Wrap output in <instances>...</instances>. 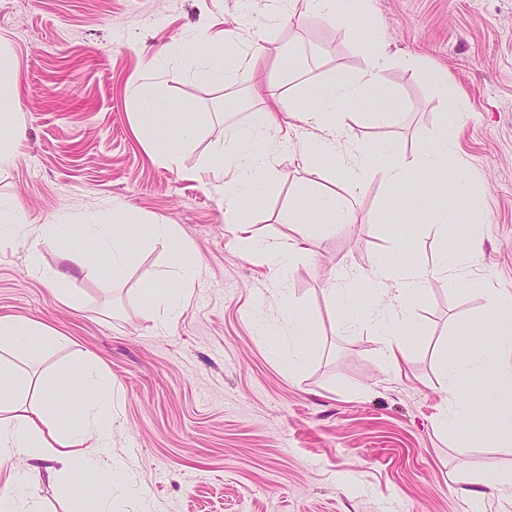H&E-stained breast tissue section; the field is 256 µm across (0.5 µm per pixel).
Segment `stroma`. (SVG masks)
<instances>
[{"label":"stroma","mask_w":512,"mask_h":512,"mask_svg":"<svg viewBox=\"0 0 512 512\" xmlns=\"http://www.w3.org/2000/svg\"><path fill=\"white\" fill-rule=\"evenodd\" d=\"M252 0L258 26L238 22L239 0H0V46L13 56V115L24 128L13 165L0 168V198L16 200L28 236L0 248V314L39 322L58 335L27 350L0 339V358L42 380L62 407L78 408L81 364L112 382L115 465L133 490L112 491V512H512V394L497 392L474 416L461 403L448 424L446 367L479 359L497 342L485 289L512 293V0H371L369 22L329 23L293 0L272 14ZM393 58L385 78L397 93L386 120L369 101L346 119L348 141L369 148L377 169L389 155L418 160L443 126L456 130L454 169L468 176L476 210L423 205L427 170L388 189L364 184L351 219L336 224L273 276L235 245L209 185L207 165L234 149V127L263 103L289 97L275 75L279 55L302 59L311 82L332 70L357 73L373 32ZM229 36L262 51L263 67L212 82L185 69L187 44ZM158 124L192 125L178 164L157 166ZM334 159L310 160L298 146L267 151V183L246 205L252 236L303 239L312 213L303 196L329 186ZM143 224L175 225L200 259L190 286L154 285L172 257L155 241L131 246L113 276L104 259L86 268L87 238L34 246L41 225L107 216L112 202ZM297 209L296 223L282 220ZM42 275H34L31 261ZM381 260L449 267L413 302L407 358L386 365L376 326L352 310L382 300L358 279ZM68 272V299L49 276ZM341 303L331 306L328 288ZM184 294L178 315L158 327L155 293ZM305 324L291 331L284 304ZM18 512H74L67 479L35 476Z\"/></svg>","instance_id":"obj_1"}]
</instances>
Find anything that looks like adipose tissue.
Segmentation results:
<instances>
[{
  "mask_svg": "<svg viewBox=\"0 0 512 512\" xmlns=\"http://www.w3.org/2000/svg\"><path fill=\"white\" fill-rule=\"evenodd\" d=\"M236 68L255 70L262 65V54H241L234 41L223 47L202 51L191 46L185 62L194 74L211 81L223 77L225 60ZM390 58L382 38L371 40L366 51V64L355 74L342 71L328 73L313 85L302 88L289 104H275L254 112L247 127L230 132L235 148L222 159L211 163L215 174L214 189L224 210V221L233 229L237 243L250 250L253 257L265 263L275 274H283V262L300 249L298 240L287 237L266 245H253L250 231L242 220L243 207L258 185L262 172V156L255 145L260 141L279 138L284 129L280 118L292 120L291 131L296 135L300 150L306 156H328L342 166L345 177L340 187H327L310 199L309 205L318 220L310 225L313 234L321 233L332 224L348 222L369 171L366 150L346 145V125L341 106H355L366 100L393 104L394 88L384 74ZM81 228L95 242L99 253L106 255L113 274H121L130 261L131 242L150 238L172 245L173 259L153 274L156 283L191 282L199 270V258L172 224H139L129 218V209L121 202L113 203L107 219L95 216L83 218ZM432 270L380 261L368 272L369 281L385 285L388 299L395 301L401 315L400 327L389 328L383 334L382 354L391 367H398L405 356V329L412 323V298L432 278ZM486 301L503 335L493 357L495 370L512 374V299L495 290H487ZM82 379L86 396L78 416H71L52 399H45L37 409L26 408L23 398L27 382L13 365L0 361V402L10 405V416L0 417V455L25 456L48 462V476L65 475L73 466L94 471L111 479L113 467L109 460L112 446V385L97 363L87 362Z\"/></svg>",
  "mask_w": 512,
  "mask_h": 512,
  "instance_id": "obj_1",
  "label": "adipose tissue"
}]
</instances>
